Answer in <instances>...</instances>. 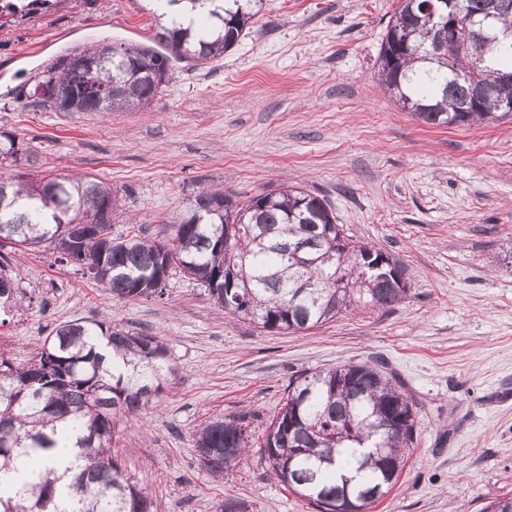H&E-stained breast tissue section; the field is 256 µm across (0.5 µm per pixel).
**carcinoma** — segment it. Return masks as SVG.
<instances>
[{"mask_svg": "<svg viewBox=\"0 0 512 512\" xmlns=\"http://www.w3.org/2000/svg\"><path fill=\"white\" fill-rule=\"evenodd\" d=\"M63 0H28L20 8L49 10ZM430 0H401L394 12L399 39L385 32L378 76L396 101L429 125H455L457 107L474 89H492L478 100L469 122L496 121L512 101V47L494 64L471 57V77L454 75L456 57L426 54L439 17ZM468 13L491 14V32L512 29V0H464ZM262 0H224L197 27L177 19L157 25L152 43L116 47L94 41L59 55L16 101L44 112H112L148 105L165 92L172 61L219 58L250 31ZM12 0L1 11L15 15ZM42 88V98L31 96ZM30 162L13 134H0V165ZM120 205L112 187L88 177L32 178L0 175V242L35 247L48 242L61 260L79 268L114 298L161 297L172 267L199 282L214 306L233 318L270 331L301 332L360 305L391 310L405 299L404 279L364 274L386 252L352 240L322 197L281 187L245 202L202 190L152 238L112 236ZM25 293L7 260L0 261V310L22 309ZM117 360L96 352L100 341ZM164 339L128 326L74 319L55 327L27 364L0 353V470L18 454L46 460L57 427L83 424L80 457L69 499L61 501L59 477L44 468L28 493L0 483V512H157L150 494L112 456L119 426L149 408L163 383L175 376ZM419 407L382 362H347L288 384V393L266 429L263 460L288 489L317 512L340 499L368 508L398 482L414 444ZM389 422L385 428L382 421ZM246 417L222 415L195 433L201 461L214 478L237 465L251 443Z\"/></svg>", "mask_w": 512, "mask_h": 512, "instance_id": "1", "label": "carcinoma"}]
</instances>
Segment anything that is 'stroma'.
Returning a JSON list of instances; mask_svg holds the SVG:
<instances>
[{
	"label": "stroma",
	"mask_w": 512,
	"mask_h": 512,
	"mask_svg": "<svg viewBox=\"0 0 512 512\" xmlns=\"http://www.w3.org/2000/svg\"><path fill=\"white\" fill-rule=\"evenodd\" d=\"M399 0H264L250 34L211 61L177 62L166 92L138 112L18 107L26 83L62 51L145 42L139 0H63L0 26V132L31 147L25 173L86 174L122 206L113 235L156 233L205 188L245 199L283 186L323 197L351 239L398 262L409 291L393 310L359 307L309 331L224 317L170 271L163 298L118 300L50 244L5 246L32 299L0 324V351L29 362L77 318L164 336L177 368L156 407L113 443L159 512H314L267 470L260 444L299 374L384 361L420 406L394 489L371 512H481L512 498V116L429 126L402 111L376 64ZM246 417L248 453L223 478L201 465L194 433Z\"/></svg>",
	"instance_id": "obj_1"
}]
</instances>
